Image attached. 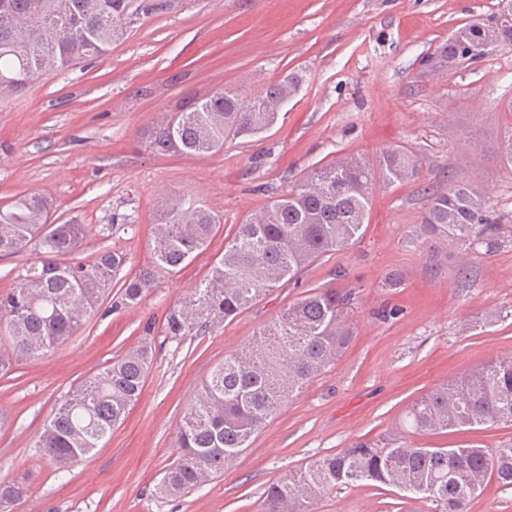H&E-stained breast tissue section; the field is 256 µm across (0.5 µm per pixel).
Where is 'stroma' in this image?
Listing matches in <instances>:
<instances>
[{
    "label": "stroma",
    "instance_id": "1",
    "mask_svg": "<svg viewBox=\"0 0 512 512\" xmlns=\"http://www.w3.org/2000/svg\"><path fill=\"white\" fill-rule=\"evenodd\" d=\"M502 0H184L135 25L105 58L34 82L0 103V206L35 192L56 223L87 225L85 254L122 251L123 274L153 262L160 200L202 199L223 223L179 273L138 305L90 317L64 344L14 361L0 376V476L25 475L6 512H260L285 472L395 431L414 401L512 355V45L448 68L440 51ZM295 73L302 82L276 125L206 157L153 154L140 144L159 111L190 92H256ZM402 146L418 180L375 183L362 237L323 257L235 319L177 343L162 326L222 257L237 224L308 170L341 156L373 160ZM478 183L504 229L496 248L463 255L425 246L427 195ZM401 274L403 285L384 287ZM313 288L351 293L354 337L343 355L252 438L236 462L177 497L156 493L178 458L177 427L224 357ZM151 340L155 360L125 419L90 455L55 471L33 442L61 397L112 359ZM425 448L512 445V426L407 434ZM316 512H437L435 503L362 483L324 494Z\"/></svg>",
    "mask_w": 512,
    "mask_h": 512
}]
</instances>
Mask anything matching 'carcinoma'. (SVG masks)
I'll return each mask as SVG.
<instances>
[{
	"mask_svg": "<svg viewBox=\"0 0 512 512\" xmlns=\"http://www.w3.org/2000/svg\"><path fill=\"white\" fill-rule=\"evenodd\" d=\"M182 0H0V101L22 96L40 78L102 58L126 40L134 25L169 13ZM471 43H512V26L490 31V20L461 27ZM284 80L299 83L289 75ZM282 80V81H284ZM282 81L254 94L220 90L189 93L144 131L153 153L208 156L228 139L255 136L278 121L263 102L279 95ZM419 160L402 147L383 150L375 162L339 158L310 170L298 183L239 225L204 284L172 307L164 335L178 343L234 318L295 279L316 260L344 250L361 237L375 180H415ZM422 223L430 233L455 242L469 255L495 248L502 225L486 215L485 198L472 182L428 195ZM220 216L192 196L166 199L156 210L153 265L125 277L120 293L103 308L126 257L112 249L90 260L79 255L88 235L84 224H51L47 202L36 193L0 208V257L34 245L42 261L17 275L0 295V373L18 358L44 355L74 336L93 314L106 316L139 303L164 275L178 273L207 248ZM352 298L314 288L291 304L254 341L224 357L202 383L175 435L179 458L164 473L159 491L178 495L224 473L249 448L252 437L306 384L347 349L353 336ZM153 350L147 342L111 361L65 395L42 428L34 447L57 470L87 456L137 400ZM512 425V356L499 358L416 400L397 433L358 440L350 447L293 470L270 485L262 512H314L325 493L358 482L392 488L440 506V512H469L494 475L512 486V448L481 445L421 448L401 434ZM25 479H0V506L20 500Z\"/></svg>",
	"mask_w": 512,
	"mask_h": 512,
	"instance_id": "obj_1",
	"label": "carcinoma"
}]
</instances>
